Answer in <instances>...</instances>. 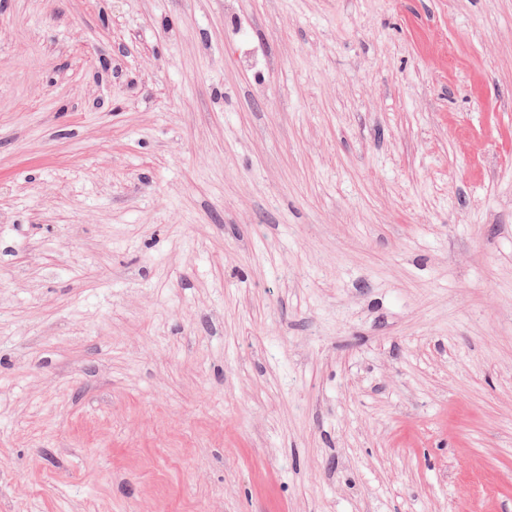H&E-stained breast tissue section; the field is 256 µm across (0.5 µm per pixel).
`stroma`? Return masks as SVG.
<instances>
[{"label":"stroma","instance_id":"1","mask_svg":"<svg viewBox=\"0 0 512 512\" xmlns=\"http://www.w3.org/2000/svg\"><path fill=\"white\" fill-rule=\"evenodd\" d=\"M0 512H512V0H0Z\"/></svg>","mask_w":512,"mask_h":512}]
</instances>
